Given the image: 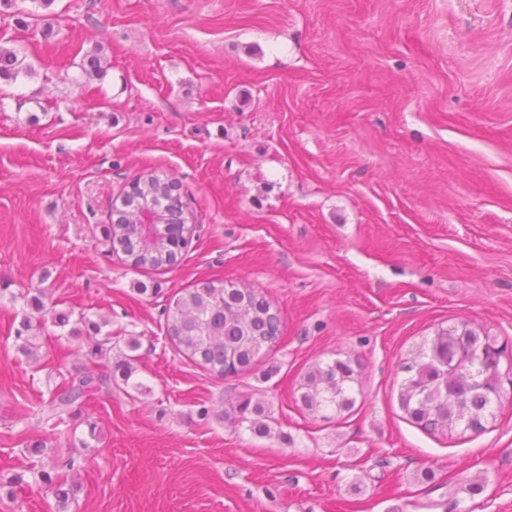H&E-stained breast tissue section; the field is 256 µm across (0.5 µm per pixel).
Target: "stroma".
Instances as JSON below:
<instances>
[{"instance_id":"35a3bbf8","label":"stroma","mask_w":512,"mask_h":512,"mask_svg":"<svg viewBox=\"0 0 512 512\" xmlns=\"http://www.w3.org/2000/svg\"><path fill=\"white\" fill-rule=\"evenodd\" d=\"M0 476L58 468L71 512H512V399L455 436L408 421L410 359L439 327L512 352V0H34L0 5ZM100 75L83 74L89 55ZM168 170L194 215L178 263L132 269L104 237L117 196ZM263 294L282 339L217 379L162 307L203 280ZM139 339L134 383L73 421L41 409L80 342L24 294ZM351 360V410L299 388ZM263 401L272 433L233 423ZM39 440L44 454L24 449ZM0 512H55L36 480ZM32 71L31 64L17 50L0 46V78L7 77L15 81L21 74L28 75ZM27 305H29L37 316H26L21 325V330L18 331L17 339L22 340L21 345L19 346V350L27 356H34L36 354V345L32 342V339L35 336H28V333L33 329V319L36 317L44 318L46 315L51 316L52 323L58 327H65L69 324L70 319L73 315L72 312H64V311H56V310H47L43 300L34 295L32 299L27 301ZM25 334V336H23Z\"/></svg>"}]
</instances>
